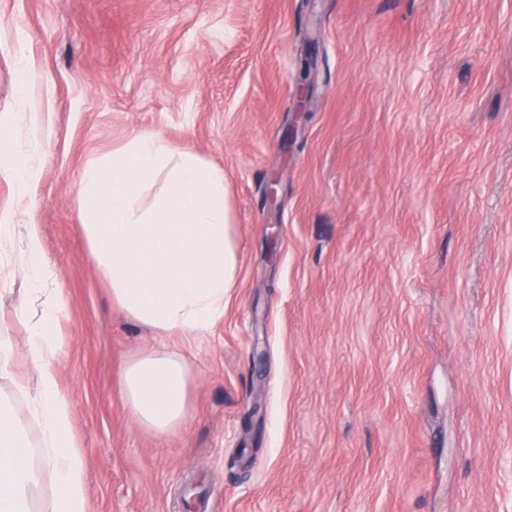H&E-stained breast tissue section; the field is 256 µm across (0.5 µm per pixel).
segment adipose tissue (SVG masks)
<instances>
[{
	"mask_svg": "<svg viewBox=\"0 0 512 512\" xmlns=\"http://www.w3.org/2000/svg\"><path fill=\"white\" fill-rule=\"evenodd\" d=\"M36 146L20 143L0 119V176L14 203L0 210V243L26 227L21 254L29 289L17 312L24 316L29 354L37 368L32 416L41 432L33 456L24 428L0 400V512H32L31 493L50 475V512H88L84 452L72 407L55 370L63 306L43 294L48 269L37 225L25 224L39 169ZM162 180L159 198L139 204L142 189ZM81 223L92 251L112 280V299L131 317L161 332H195L224 317L233 285L235 245L229 232L224 172L159 135L136 138L101 166L83 188ZM189 365L171 355L130 362L122 385L136 421L159 434L188 421Z\"/></svg>",
	"mask_w": 512,
	"mask_h": 512,
	"instance_id": "ef3b65f1",
	"label": "adipose tissue"
}]
</instances>
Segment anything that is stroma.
<instances>
[{
  "mask_svg": "<svg viewBox=\"0 0 512 512\" xmlns=\"http://www.w3.org/2000/svg\"><path fill=\"white\" fill-rule=\"evenodd\" d=\"M0 40L31 67L21 112L0 52V116L40 149L88 512H512V0H0ZM149 134L224 170L210 331L129 317L81 226L88 175ZM25 236L0 354L32 376ZM150 353L192 367L175 434L126 403Z\"/></svg>",
  "mask_w": 512,
  "mask_h": 512,
  "instance_id": "1",
  "label": "stroma"
}]
</instances>
